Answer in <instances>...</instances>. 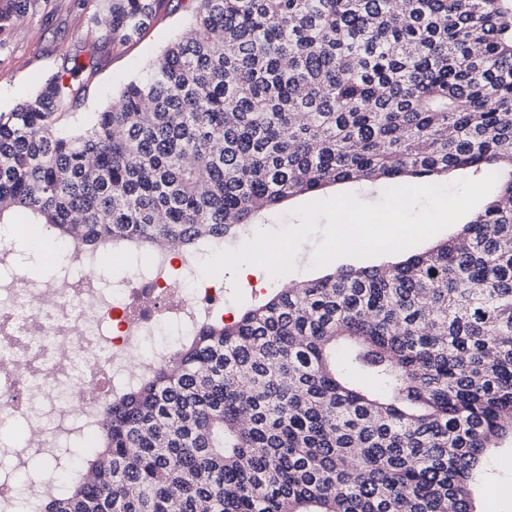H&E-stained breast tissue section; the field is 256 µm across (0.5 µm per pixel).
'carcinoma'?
<instances>
[{"mask_svg":"<svg viewBox=\"0 0 512 512\" xmlns=\"http://www.w3.org/2000/svg\"><path fill=\"white\" fill-rule=\"evenodd\" d=\"M41 0H0V47ZM112 42L163 0H103ZM64 130L78 61L0 111V224L109 254L224 245L336 184L498 174L458 232L216 317L104 407L37 512H475L512 436V0H191Z\"/></svg>","mask_w":512,"mask_h":512,"instance_id":"obj_1","label":"carcinoma"}]
</instances>
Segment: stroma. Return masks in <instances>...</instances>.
Segmentation results:
<instances>
[{"mask_svg": "<svg viewBox=\"0 0 512 512\" xmlns=\"http://www.w3.org/2000/svg\"><path fill=\"white\" fill-rule=\"evenodd\" d=\"M89 11L75 0H46L44 9L16 23L6 48L0 49V110H10L37 91L44 76L61 70L68 59L84 63L81 99L65 120L75 127L105 107L123 83L151 64L164 47L183 35L190 23L188 0H165L158 16L141 34L124 44L112 43L105 31L93 27ZM224 314H240L243 306L264 300L270 276L259 266L238 275L224 271ZM241 290L244 300L231 295ZM479 512H512V468L487 467L474 486Z\"/></svg>", "mask_w": 512, "mask_h": 512, "instance_id": "35a3bbf8", "label": "stroma"}]
</instances>
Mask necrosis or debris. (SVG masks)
Returning <instances> with one entry per match:
<instances>
[{
  "label": "necrosis or debris",
  "mask_w": 512,
  "mask_h": 512,
  "mask_svg": "<svg viewBox=\"0 0 512 512\" xmlns=\"http://www.w3.org/2000/svg\"><path fill=\"white\" fill-rule=\"evenodd\" d=\"M102 254L69 248L51 276L21 275L11 241H0V434L15 483L0 475V512L36 507L61 490L64 442L96 430L110 397L166 365L175 347L153 344L163 326L194 335L224 308V286L201 276L194 254H123L125 274L104 285ZM54 464L32 478L34 462Z\"/></svg>",
  "instance_id": "4bbe7bcc"
}]
</instances>
